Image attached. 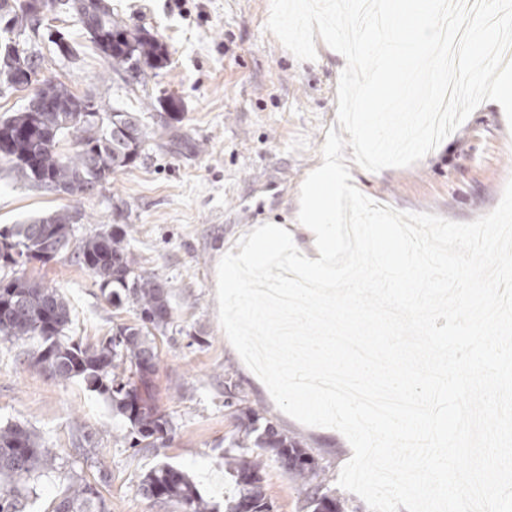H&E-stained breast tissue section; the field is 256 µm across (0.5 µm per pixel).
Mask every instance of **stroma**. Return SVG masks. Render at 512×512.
Listing matches in <instances>:
<instances>
[{
  "instance_id": "1",
  "label": "stroma",
  "mask_w": 512,
  "mask_h": 512,
  "mask_svg": "<svg viewBox=\"0 0 512 512\" xmlns=\"http://www.w3.org/2000/svg\"><path fill=\"white\" fill-rule=\"evenodd\" d=\"M116 20L156 34L169 64L133 92L97 54L77 16L60 21L74 57L51 54L53 73L103 103L139 108L144 97L174 94L183 118L173 136L152 143L144 161L113 176L91 196L35 190L0 166V225L67 209L84 238L110 225H129L130 250L140 267L167 280L172 324L155 337L157 397L173 423L166 447L133 452L127 423L103 395L83 381H63L24 361L36 342L0 340V426L34 429L56 458L35 484L26 512H49L74 476L97 484L109 512H181L138 492L143 475L166 462L180 468L215 512L235 491L224 450L237 422L224 408V371L232 369L252 407L282 433L329 460L339 474L350 444L339 431L309 427L282 412L264 383L225 335L214 288L219 258H232L265 224L296 223L308 173L336 125L337 84L343 56L318 50L298 61L266 29L271 0H109ZM512 179V126L499 104L481 103L469 118L419 162L403 168L351 171V183L370 198L401 211L428 212L470 222L499 203ZM28 275L59 288L71 309L68 333L97 344L132 311L106 301L83 269L68 258L27 267ZM90 444L94 467L76 448ZM263 485L274 512H301L305 494L263 450Z\"/></svg>"
}]
</instances>
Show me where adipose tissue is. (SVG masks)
I'll return each mask as SVG.
<instances>
[{
  "instance_id": "adipose-tissue-1",
  "label": "adipose tissue",
  "mask_w": 512,
  "mask_h": 512,
  "mask_svg": "<svg viewBox=\"0 0 512 512\" xmlns=\"http://www.w3.org/2000/svg\"><path fill=\"white\" fill-rule=\"evenodd\" d=\"M344 190L335 157L323 156L307 176L298 226L266 224L259 228L228 266L218 268V298L233 302L244 293L247 281L263 280L270 270V257L298 231L307 239L302 259L310 278L320 287H331L336 278L334 259L343 248L336 233V199Z\"/></svg>"
}]
</instances>
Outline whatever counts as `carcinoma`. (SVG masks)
<instances>
[{
	"label": "carcinoma",
	"instance_id": "1",
	"mask_svg": "<svg viewBox=\"0 0 512 512\" xmlns=\"http://www.w3.org/2000/svg\"><path fill=\"white\" fill-rule=\"evenodd\" d=\"M68 7L112 70L134 83L146 84V71L167 63L164 44L145 30H131L112 17L108 0H0V77L9 88L34 76L42 88L27 104L0 119V165L28 185L47 193L76 196L104 186L112 175L145 155L149 142L180 121V99L158 98L165 116L145 124L144 113L124 107H104L94 95L80 93L66 82L45 76V56L20 26H35L47 13ZM74 215L55 211L25 224L0 227V267L12 271L0 280V338L26 343L37 339L39 349L28 366L63 381L82 380L104 395L128 422L133 448L165 446L173 431L169 415L155 397L159 355L157 332L173 320L167 281L139 266L128 248V231L112 225L73 243ZM64 255L79 265L115 309H132L135 321L121 324L112 335L88 346L67 335L71 323L68 302L58 289L27 276V264H46ZM224 408L240 422L244 437L230 442L267 449L291 477L301 483L309 512H344L339 498L325 484L329 462L315 457L302 444L271 422L263 430L259 413L230 371L224 372ZM236 494L225 500L224 512H273L265 493L262 462L243 454L231 458ZM52 466V457L34 431L19 424L0 427V512H23L33 493L30 481ZM140 494L154 501L177 504L182 512H204L206 505L191 479L180 469L163 464L149 470ZM51 512H108L96 485L78 475L69 493Z\"/></svg>",
	"mask_w": 512,
	"mask_h": 512
}]
</instances>
